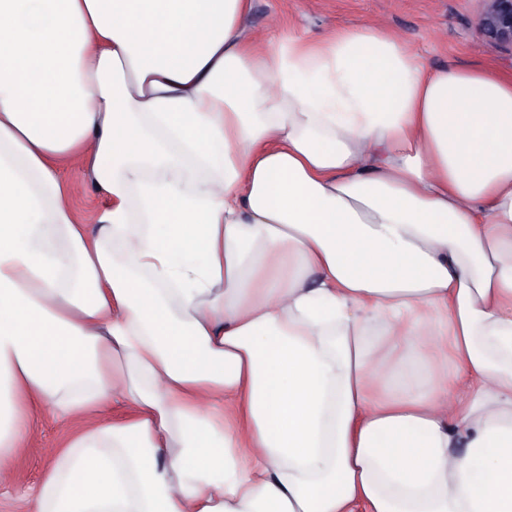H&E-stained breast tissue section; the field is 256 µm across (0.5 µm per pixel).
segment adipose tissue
Returning a JSON list of instances; mask_svg holds the SVG:
<instances>
[{"instance_id":"1","label":"adipose tissue","mask_w":512,"mask_h":512,"mask_svg":"<svg viewBox=\"0 0 512 512\" xmlns=\"http://www.w3.org/2000/svg\"><path fill=\"white\" fill-rule=\"evenodd\" d=\"M249 10L0 0V480L49 414L27 512H512V75ZM63 178L69 186L76 218L81 224H93L97 215L105 209L107 201L98 194L83 168L77 165L67 167Z\"/></svg>"}]
</instances>
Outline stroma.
Wrapping results in <instances>:
<instances>
[{"mask_svg":"<svg viewBox=\"0 0 512 512\" xmlns=\"http://www.w3.org/2000/svg\"><path fill=\"white\" fill-rule=\"evenodd\" d=\"M478 0H251L246 18L250 33L260 39H279L288 34L321 37L339 27L376 24L404 39L434 68L487 66L512 71V53L484 39L476 20ZM63 178L79 223H93L107 201L98 194L83 168L67 167ZM73 422L62 430L49 416L35 423L20 448V464L8 488L0 489V512H24L23 500L37 488L46 469L45 448L61 447Z\"/></svg>","mask_w":512,"mask_h":512,"instance_id":"35a3bbf8","label":"stroma"}]
</instances>
